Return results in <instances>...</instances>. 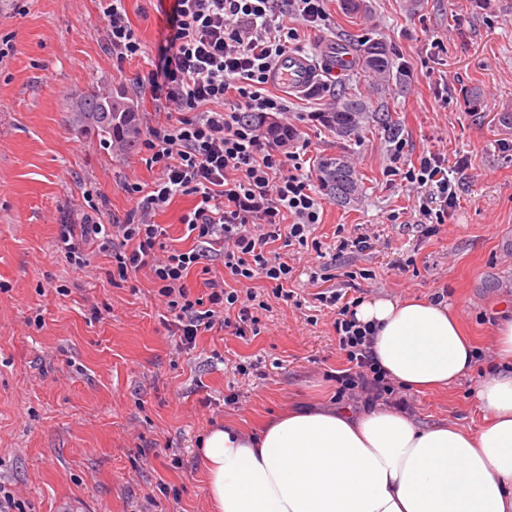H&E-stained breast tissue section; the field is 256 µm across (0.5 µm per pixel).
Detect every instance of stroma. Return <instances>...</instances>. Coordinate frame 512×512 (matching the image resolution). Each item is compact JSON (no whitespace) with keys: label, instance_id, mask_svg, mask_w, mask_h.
Instances as JSON below:
<instances>
[{"label":"stroma","instance_id":"1","mask_svg":"<svg viewBox=\"0 0 512 512\" xmlns=\"http://www.w3.org/2000/svg\"><path fill=\"white\" fill-rule=\"evenodd\" d=\"M173 3L124 0L144 51L120 64L106 48L104 0H0V43L13 47L0 61V486L25 512H211L197 443L212 424L253 429L285 407L336 401L334 374L346 361L333 310L314 298L315 252L288 255L296 301L254 280L268 305L259 335L218 328L188 349L165 327L148 271L116 283L108 253L78 266L56 246L85 190L99 188L104 219L121 218L134 205L128 184L161 175L144 153L115 154L75 126L69 102L117 90L138 114L154 112L142 84ZM324 7L329 26L301 27V50L367 37L406 73L403 84L381 86L356 65L322 72L300 93L267 87L290 108L289 150L311 168L341 156L362 186L347 205L324 195L312 230L329 255L339 235L371 238L369 249L344 252L330 285L362 300L444 292L479 368H489L497 316L512 312V125L503 120L512 113V0L483 10L471 0H365L354 15L344 0ZM343 89L387 101L401 164L429 152L466 160L458 201L436 232L420 231L421 198L392 173L398 142L377 129L339 139L316 121ZM194 204L178 196L157 211L167 244L193 247L181 218ZM474 384L411 393V414L477 429ZM232 393L238 404H225Z\"/></svg>","mask_w":512,"mask_h":512}]
</instances>
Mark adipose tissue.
<instances>
[{
  "mask_svg": "<svg viewBox=\"0 0 512 512\" xmlns=\"http://www.w3.org/2000/svg\"><path fill=\"white\" fill-rule=\"evenodd\" d=\"M373 351L395 384L443 390L473 375L471 336L446 305L366 300ZM497 375L477 381L476 430L423 425L404 410L289 408L246 435L200 442L212 512H512V318L495 330Z\"/></svg>",
  "mask_w": 512,
  "mask_h": 512,
  "instance_id": "ef3b65f1",
  "label": "adipose tissue"
}]
</instances>
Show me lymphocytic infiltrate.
<instances>
[{
    "mask_svg": "<svg viewBox=\"0 0 512 512\" xmlns=\"http://www.w3.org/2000/svg\"><path fill=\"white\" fill-rule=\"evenodd\" d=\"M103 13L106 47L117 62L139 56L142 40L123 0H107ZM327 21L324 0H175L165 52L147 77L154 99L165 102V120L147 126L142 147L149 162L160 165L161 177L148 188L129 185L136 204L123 219L105 223L90 202L58 228L57 247L67 260L110 253L112 278L120 282L148 270L182 345H195L218 326L234 328L239 337L257 328V296L249 282L266 280L283 301H291L287 285L294 268L274 250L275 242L320 248L310 240L322 206L311 175L304 173L299 153L268 149L249 116L287 113L284 98L264 91L269 75L298 26ZM448 173L444 158L434 153L403 173L426 200L419 211L427 224L445 223L456 204ZM177 196L196 200L181 219L196 243L189 250L167 247L166 230L154 221L156 211ZM213 245L223 250L224 274L207 279L204 294L192 296L185 279ZM241 285L247 288L242 295ZM316 298L337 310L333 328L346 360L336 375L338 396L408 409L407 398L375 359L373 330L357 321L356 301H343L334 289Z\"/></svg>",
    "mask_w": 512,
    "mask_h": 512,
    "instance_id": "lymphocytic-infiltrate-1",
    "label": "lymphocytic infiltrate"
}]
</instances>
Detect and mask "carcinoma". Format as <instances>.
Wrapping results in <instances>:
<instances>
[{
	"label": "carcinoma",
	"mask_w": 512,
	"mask_h": 512,
	"mask_svg": "<svg viewBox=\"0 0 512 512\" xmlns=\"http://www.w3.org/2000/svg\"><path fill=\"white\" fill-rule=\"evenodd\" d=\"M359 52L365 72L373 78L390 77L391 57L384 43L371 39L353 43ZM76 122L97 134L103 144L115 153L133 152L139 145L137 109L119 93L91 89L71 102ZM323 126L339 138L358 137L371 127H377L393 139L398 124L388 104L372 102L358 92H346L338 97L328 111L320 113ZM318 170L324 186L340 203L358 192L356 177L340 157H326L319 161Z\"/></svg>",
	"instance_id": "cac0c4a2"
}]
</instances>
